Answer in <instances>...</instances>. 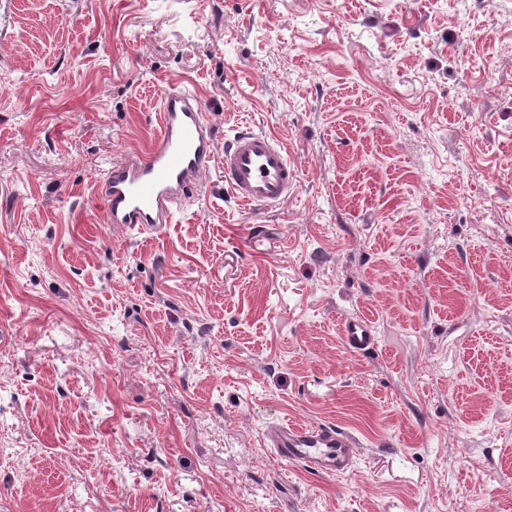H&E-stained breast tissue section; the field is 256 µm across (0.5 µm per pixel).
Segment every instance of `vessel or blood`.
<instances>
[{
    "label": "vessel or blood",
    "instance_id": "obj_1",
    "mask_svg": "<svg viewBox=\"0 0 512 512\" xmlns=\"http://www.w3.org/2000/svg\"><path fill=\"white\" fill-rule=\"evenodd\" d=\"M159 134L141 153L112 164L100 179L105 220L141 234L159 232L177 205L198 186L216 149L224 151V181L245 204H274L287 197L295 178L288 153L273 134L242 130L218 146L208 114L198 96L171 87L161 94ZM347 344L363 350L374 343L371 326L361 318L345 323ZM266 438L279 457L304 461L311 468L347 472L354 440L332 427L268 429Z\"/></svg>",
    "mask_w": 512,
    "mask_h": 512
}]
</instances>
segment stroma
Returning a JSON list of instances; mask_svg holds the SVG:
<instances>
[{"mask_svg":"<svg viewBox=\"0 0 512 512\" xmlns=\"http://www.w3.org/2000/svg\"><path fill=\"white\" fill-rule=\"evenodd\" d=\"M187 83L294 187L105 223ZM0 512H512V0H0ZM343 334L347 344L357 350H364L374 344L373 330L361 318L348 319L345 323ZM266 438L279 457L301 460L313 469L331 473H346L356 448L350 436L326 426L278 424L267 430Z\"/></svg>","mask_w":512,"mask_h":512,"instance_id":"1","label":"stroma"}]
</instances>
